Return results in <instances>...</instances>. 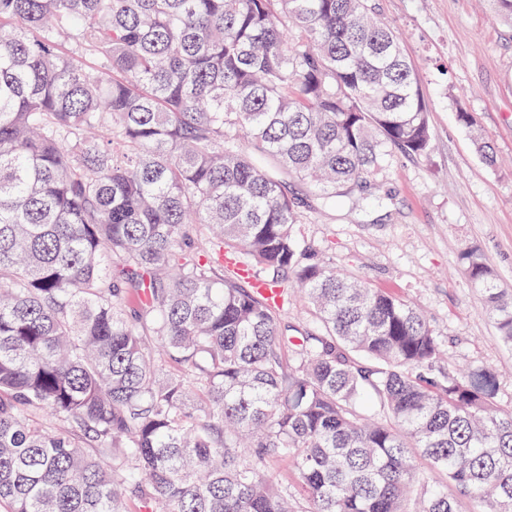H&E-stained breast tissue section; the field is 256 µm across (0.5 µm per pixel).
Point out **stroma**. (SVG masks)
<instances>
[{
	"instance_id": "obj_1",
	"label": "stroma",
	"mask_w": 512,
	"mask_h": 512,
	"mask_svg": "<svg viewBox=\"0 0 512 512\" xmlns=\"http://www.w3.org/2000/svg\"><path fill=\"white\" fill-rule=\"evenodd\" d=\"M373 2L416 67L431 151L410 158L388 149L372 178L387 196L380 208L327 209L290 181L303 201L295 234L351 277L421 309L448 352L441 369L492 366L502 404H512V348L461 266L462 251L477 248L512 289V23L488 0ZM462 109L492 141L498 166L477 152L457 119Z\"/></svg>"
}]
</instances>
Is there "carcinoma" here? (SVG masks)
Returning <instances> with one entry per match:
<instances>
[{"label": "carcinoma", "instance_id": "cac0c4a2", "mask_svg": "<svg viewBox=\"0 0 512 512\" xmlns=\"http://www.w3.org/2000/svg\"><path fill=\"white\" fill-rule=\"evenodd\" d=\"M431 143L370 0H0V512H512L496 370L295 236Z\"/></svg>", "mask_w": 512, "mask_h": 512}]
</instances>
